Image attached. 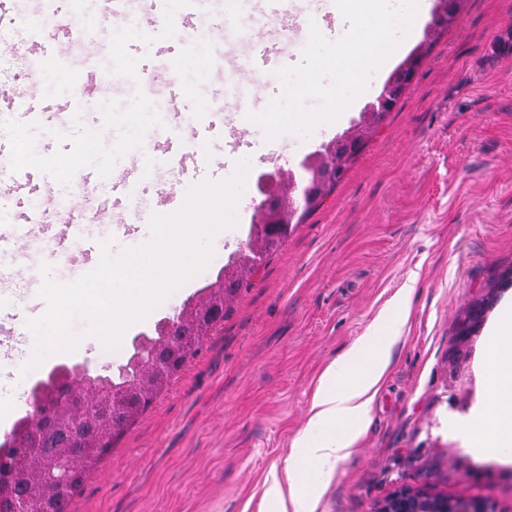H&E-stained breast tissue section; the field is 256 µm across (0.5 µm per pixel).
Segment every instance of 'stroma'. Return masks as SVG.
Instances as JSON below:
<instances>
[{
    "label": "stroma",
    "instance_id": "obj_1",
    "mask_svg": "<svg viewBox=\"0 0 512 512\" xmlns=\"http://www.w3.org/2000/svg\"><path fill=\"white\" fill-rule=\"evenodd\" d=\"M252 3L208 0V14L199 15L181 0L179 11L187 27L210 29L208 45L220 50L228 33L250 27ZM24 5L52 19L28 44L29 55L46 61L27 85L28 102L48 119L22 127L9 113L12 57L0 51V144L23 129L31 161L27 182L0 194L10 228L29 232L21 247L0 244V301L14 317L10 335L0 334V443L28 412L32 388L55 367L85 364L105 375L125 364L140 334H153L158 321L198 298L238 260L255 219L249 196L236 209V226L216 234L208 266L118 347H96L91 324L79 317L73 322L83 335L79 349L30 367L15 343L29 330V310H49L39 295L45 278L78 280L97 267L102 251L116 255L145 243L152 214L179 207L171 194L183 174L162 153L152 182L133 198L105 180L95 197L79 194L86 173L123 172L133 144L159 118L137 107L130 85L100 82L99 66L117 60L126 72L156 75L152 96L175 105L172 120L184 117L191 125L180 135L184 152L192 150V130L207 133L211 164L197 170V181L223 180L245 159L251 185L264 172L297 170L303 158L349 134L424 37L419 28L402 42L344 122L306 139L286 133L270 141L233 106L201 111L224 95L226 76L192 67L182 39L141 41V25L165 22L166 8L155 0H132L127 20L103 19L90 53L71 37L77 18L67 0ZM283 34L288 54L270 53L256 76L264 92L252 99V111L281 95L277 69L302 60L297 17L285 20ZM77 78L111 98L112 126L81 167L59 177L55 167L77 155L93 127L92 114L68 116L73 103L64 87ZM64 115L68 123L58 126ZM88 205L102 208V221L68 238L73 261L61 266L54 258L58 233ZM133 211L138 222L114 235L112 222ZM412 276L408 321L371 420L352 454L325 479L315 512H378L403 486L512 507V461L474 456L457 430L484 400L486 332L502 304L512 302V0H465L336 188L264 261L197 357L114 439L66 512H275L267 489L286 478L291 444L307 423L324 369L369 332Z\"/></svg>",
    "mask_w": 512,
    "mask_h": 512
}]
</instances>
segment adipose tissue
I'll return each instance as SVG.
<instances>
[{
	"instance_id": "1",
	"label": "adipose tissue",
	"mask_w": 512,
	"mask_h": 512,
	"mask_svg": "<svg viewBox=\"0 0 512 512\" xmlns=\"http://www.w3.org/2000/svg\"><path fill=\"white\" fill-rule=\"evenodd\" d=\"M406 319L405 302L388 307L366 336L324 370L307 424L288 457V488L271 492L272 499L287 500L291 512H313L324 478L362 436ZM482 370L486 399L474 421L484 433L470 438L468 448L479 456L512 460V303L499 309L487 332Z\"/></svg>"
}]
</instances>
